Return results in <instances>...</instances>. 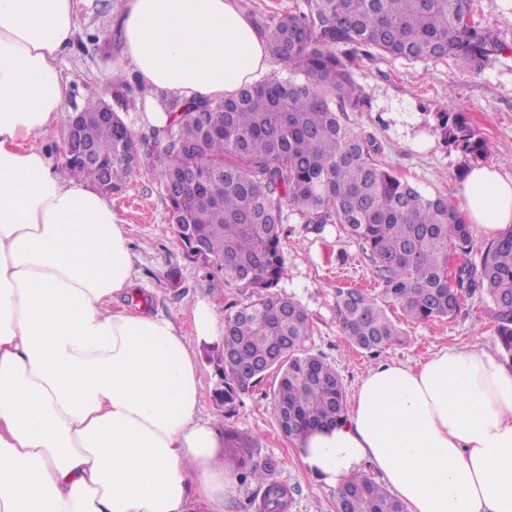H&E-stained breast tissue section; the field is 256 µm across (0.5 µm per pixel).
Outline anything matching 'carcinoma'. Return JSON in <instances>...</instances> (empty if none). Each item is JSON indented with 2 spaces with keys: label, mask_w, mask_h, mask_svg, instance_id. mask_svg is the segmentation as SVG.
<instances>
[{
  "label": "carcinoma",
  "mask_w": 512,
  "mask_h": 512,
  "mask_svg": "<svg viewBox=\"0 0 512 512\" xmlns=\"http://www.w3.org/2000/svg\"><path fill=\"white\" fill-rule=\"evenodd\" d=\"M269 56L286 75L216 100L169 102L176 116L152 131L151 147L116 113L86 112L68 122L61 171L112 195L146 166L157 171L179 242L199 265L256 290L257 299L224 316L221 346L208 351L218 377L214 400L233 414L241 395L276 372L273 406L281 429L297 438L346 416L344 383L322 356L305 349L307 313L275 292L287 267L283 212L320 231L338 224L361 247L382 293L412 322L444 320L480 294L491 304L502 357L512 362V232L487 245L479 262L448 274V253L467 252L470 230L441 196L427 195L380 163L372 142L347 122L370 105L353 70L376 55L418 61L452 59L475 73L507 45L476 20L474 0H306L262 31ZM444 142L470 166L486 142L461 112L436 113ZM187 178L181 190L170 188ZM342 335L371 354L402 341L404 331L376 298L336 289ZM254 441L224 429V457L254 484L255 512H285L293 491L254 460ZM336 512H404L366 474L337 493Z\"/></svg>",
  "instance_id": "carcinoma-1"
}]
</instances>
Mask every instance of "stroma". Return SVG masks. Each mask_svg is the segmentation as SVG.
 Segmentation results:
<instances>
[{"label":"stroma","instance_id":"35a3bbf8","mask_svg":"<svg viewBox=\"0 0 512 512\" xmlns=\"http://www.w3.org/2000/svg\"><path fill=\"white\" fill-rule=\"evenodd\" d=\"M483 23L500 33L507 50L480 73L452 60L407 62L375 57L360 62L354 77L372 100L370 109L349 113L350 124L379 146L378 160L420 191L445 196L459 205L462 157L446 147L435 132V112L446 108L465 114L489 148L487 165L512 176V7L506 0H479ZM116 12L109 0H81L72 47L55 61L69 83L70 112L82 111L100 100L97 77L113 65V95L108 103L140 136L150 128L142 122L146 100L134 89L132 74L119 58ZM112 208L130 231L135 255L136 289L148 309L176 318L188 326L191 305L211 300L219 313L236 310L253 299L250 289L210 277L187 258L169 222L168 203L155 173L142 170L129 186L113 196ZM281 247L288 268L277 287L305 310L310 321L306 343L336 369L347 395L382 362H416L443 347L478 345L498 351L495 322L487 303L465 299L451 318L405 324L403 342L372 355L351 347L336 319L335 295L340 288H358L379 294L380 285L360 245L346 238L338 225L315 230L297 214L283 223ZM214 368L201 363L204 406L216 420L255 440V458L275 466L273 477L291 487L286 512H336L337 491L313 477L302 464L293 441L281 429L272 404L274 379H266L245 393L232 417L213 399Z\"/></svg>","mask_w":512,"mask_h":512}]
</instances>
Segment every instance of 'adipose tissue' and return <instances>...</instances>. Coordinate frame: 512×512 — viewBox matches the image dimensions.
<instances>
[{
    "label": "adipose tissue",
    "instance_id": "adipose-tissue-1",
    "mask_svg": "<svg viewBox=\"0 0 512 512\" xmlns=\"http://www.w3.org/2000/svg\"><path fill=\"white\" fill-rule=\"evenodd\" d=\"M78 0H0V512H224L233 478L201 395L200 350L221 342L215 304L191 335L133 295L129 230L89 180L34 145L67 110L54 62ZM121 55L151 93L220 99L270 70L238 0H122ZM461 213L487 240L512 232V177L473 167ZM306 468L342 486L365 466L409 512H512V363L443 348L382 363L351 411L298 439Z\"/></svg>",
    "mask_w": 512,
    "mask_h": 512
}]
</instances>
